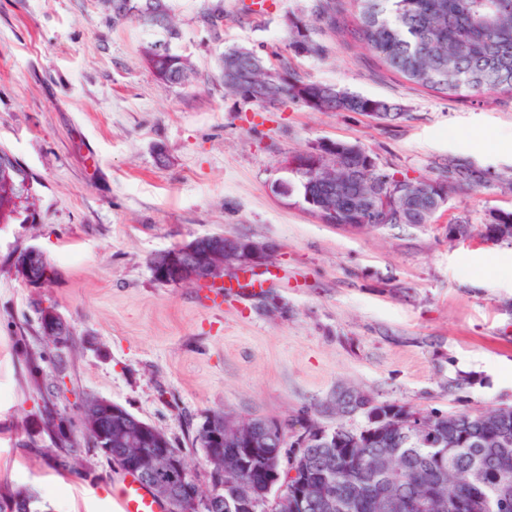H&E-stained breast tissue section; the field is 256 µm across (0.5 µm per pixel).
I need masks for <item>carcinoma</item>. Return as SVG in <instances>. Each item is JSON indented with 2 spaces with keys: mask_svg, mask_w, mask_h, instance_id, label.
<instances>
[{
  "mask_svg": "<svg viewBox=\"0 0 512 512\" xmlns=\"http://www.w3.org/2000/svg\"><path fill=\"white\" fill-rule=\"evenodd\" d=\"M112 11V22L129 18L128 0H103ZM357 12L354 35L385 69L411 85L439 92L512 93V0H353ZM315 12L334 18L344 12L342 0H317ZM174 28L162 29L166 38L143 48V57L154 75L164 83L181 84L180 55L172 51L157 54L153 47L166 44ZM288 49L305 56H319L323 46L312 37L308 25L290 24ZM278 85L265 91L257 101L274 104L284 99L296 100V89L306 91L319 101L316 112H359L380 117L384 112L402 108L384 99L365 96L348 89L334 99L320 96L321 83L308 80L288 66L277 72ZM370 152L360 148L336 169V198L324 196L320 174H288V188L297 202L307 206L324 224H352L361 216L355 201L371 208L383 179L394 178L382 167L367 162ZM437 179L448 181V189L486 182L483 171L467 162L452 160L440 168ZM31 193L28 175L20 163L8 172L0 171V210L3 220L15 221L28 210ZM405 223L428 224L432 215L425 202L406 203ZM41 314L38 333L59 347L67 346L70 334L57 335ZM86 423L76 427L56 408L45 407L42 431L50 444L42 447L35 439L30 443L49 458L59 473H73L81 453L77 449L87 442ZM433 439L451 437L457 447L448 456L439 457L432 447L402 432H378L364 424L348 430L336 449L314 445L306 449L317 466L332 463L334 492L337 498L352 505L349 512H374L375 498L393 492L398 500L395 512H415V498L429 491L444 492L446 512H484L479 500L492 498L501 490L512 496V411L496 423L475 419L472 411H453L451 418L436 420L431 427ZM402 449L395 457L391 449ZM484 465L483 484L469 476L473 462ZM454 471L453 483L443 486V470ZM22 498L28 512H42L39 498L27 490L0 488V512H10L9 502Z\"/></svg>",
  "mask_w": 512,
  "mask_h": 512,
  "instance_id": "cac0c4a2",
  "label": "carcinoma"
}]
</instances>
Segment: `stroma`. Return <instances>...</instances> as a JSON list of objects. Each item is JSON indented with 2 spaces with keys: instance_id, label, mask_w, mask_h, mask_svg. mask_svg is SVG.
Listing matches in <instances>:
<instances>
[{
  "instance_id": "35a3bbf8",
  "label": "stroma",
  "mask_w": 512,
  "mask_h": 512,
  "mask_svg": "<svg viewBox=\"0 0 512 512\" xmlns=\"http://www.w3.org/2000/svg\"><path fill=\"white\" fill-rule=\"evenodd\" d=\"M249 2L170 0L173 49L194 70L176 87L143 59L149 31L113 23L100 0H0V149L30 176L35 216L0 224V486L30 489L51 512H115L124 477L91 451L64 475L27 447L51 381L71 419L91 393L162 429L201 482L203 453L187 439L212 412L305 414L331 429L347 388L421 412L512 407V245L448 237L460 214L476 230L488 210H512L511 192L455 189L432 223L354 229L271 190L285 158L327 140L414 179L452 159L511 175L512 94L409 85L354 38V8L332 22L316 0H265L258 14ZM214 7L216 31L203 21ZM296 19L325 55L291 54ZM232 46L405 115L227 95L219 58ZM216 233L275 251L267 267L225 272L218 305L210 290L154 280V254ZM30 246L54 268L41 288L12 264ZM40 304L67 323L71 347L39 336Z\"/></svg>"
}]
</instances>
